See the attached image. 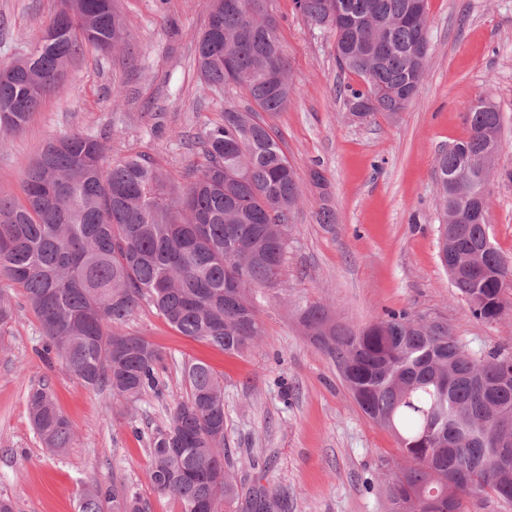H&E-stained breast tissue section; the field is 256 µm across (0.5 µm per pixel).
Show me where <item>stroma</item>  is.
Here are the masks:
<instances>
[{"label": "stroma", "mask_w": 512, "mask_h": 512, "mask_svg": "<svg viewBox=\"0 0 512 512\" xmlns=\"http://www.w3.org/2000/svg\"><path fill=\"white\" fill-rule=\"evenodd\" d=\"M120 49L85 46L60 90L48 94L25 129L0 141V197L23 200L29 161L73 132L106 139L109 160L149 155L188 181L203 159L182 133L221 121L225 101L246 108L235 86L203 91L195 42L209 0H114ZM58 0H0V68L26 53ZM291 66L293 93L280 112L261 113L297 171L302 201L288 232L287 288L261 306L264 333L242 353L183 336L151 304L128 323L161 353V396L121 404L46 363L39 323L7 280L12 314L0 322V499L14 512H76L83 490L132 489L150 512H180L147 482L149 434L167 429L186 386L188 361L224 380V442L236 479L288 498V512H389L386 484L404 461L395 435L369 420L330 358L304 336L305 306L328 307L359 328L404 311L447 320L476 353L512 348V309L492 323L474 319L439 260L443 212L435 157L468 135L466 114L490 96L501 114V147L486 185L489 233L512 255V0H428L431 51L413 100L396 116L354 120L339 87L359 79L340 71L334 39L310 26L293 0H273ZM121 89L113 99V89ZM326 181L317 188L311 171ZM336 215L318 221L321 208ZM48 383L72 428L64 451L48 453L28 412L31 386Z\"/></svg>", "instance_id": "1"}]
</instances>
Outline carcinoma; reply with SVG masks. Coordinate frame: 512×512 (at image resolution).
Segmentation results:
<instances>
[{"mask_svg":"<svg viewBox=\"0 0 512 512\" xmlns=\"http://www.w3.org/2000/svg\"><path fill=\"white\" fill-rule=\"evenodd\" d=\"M60 0L43 27L52 38L0 71V136L24 129L43 96L60 88L83 45L116 48L121 24L113 0ZM272 0H210L207 51L196 49L203 89L243 88L252 106L224 105L222 121L189 137L204 163L182 184L146 154L109 162L106 144L72 133L49 142L30 163L24 200L0 198V275L22 290L39 320L43 352L93 389L126 403L160 392L161 354L125 324L144 298L178 333L226 352L251 348L262 335L259 299L285 288L288 224L301 200L296 170L277 135L258 117L280 112L292 93L288 58L277 82L270 57L285 53ZM328 0H294L307 22L335 36L338 68L360 78L344 88L348 106L366 116L406 107L410 80L422 82L430 48L421 30L423 0H336L347 19L326 21ZM467 138L436 157L443 216L466 209L485 184L454 180L469 168L491 172L501 116L490 97L467 113ZM443 267L471 315L493 322L512 302V257L490 239L489 225L443 222ZM302 331L334 363L362 412L392 430L410 465L388 482L391 512H462L463 499L491 492L512 502V350L470 353L440 319L391 313L353 329L321 304L299 314ZM187 394L168 429L149 437L146 479L182 512H288V500L256 484L239 488L224 448V379L203 362L183 368ZM46 449L69 447L72 431L44 385L27 397ZM459 476L448 489V471ZM149 512L136 492L85 490L78 512Z\"/></svg>","mask_w":512,"mask_h":512,"instance_id":"obj_1","label":"carcinoma"}]
</instances>
